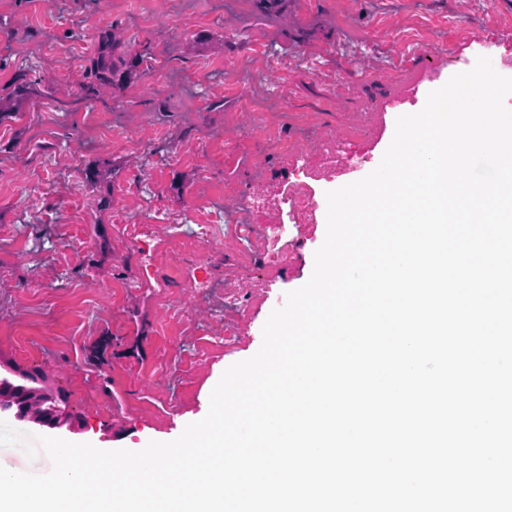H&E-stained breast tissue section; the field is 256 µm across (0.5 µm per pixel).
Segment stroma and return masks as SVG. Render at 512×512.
Here are the masks:
<instances>
[{
    "mask_svg": "<svg viewBox=\"0 0 512 512\" xmlns=\"http://www.w3.org/2000/svg\"><path fill=\"white\" fill-rule=\"evenodd\" d=\"M150 42L151 68L74 101L100 29ZM442 47L512 64V0H0V91L19 71L52 104L0 118V379L42 370L86 429L57 437L139 451L203 419L231 365L252 357L279 299L302 287L326 235L300 226L271 298L239 319L233 349L218 294L257 275L264 250L224 246L262 221L263 186L290 193L297 161L375 113L371 159L310 182L317 201L380 163L389 99ZM107 161L97 190L86 164Z\"/></svg>",
    "mask_w": 512,
    "mask_h": 512,
    "instance_id": "1",
    "label": "stroma"
}]
</instances>
